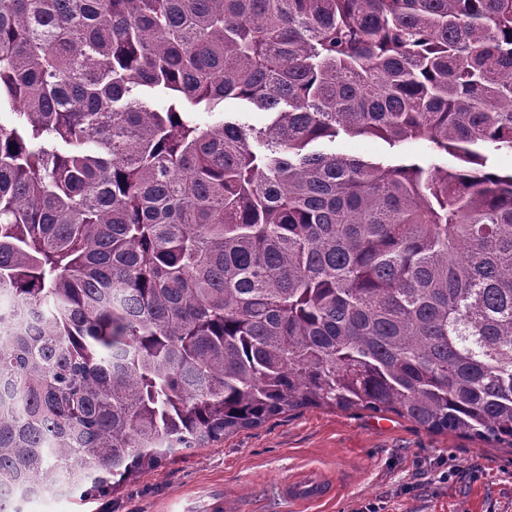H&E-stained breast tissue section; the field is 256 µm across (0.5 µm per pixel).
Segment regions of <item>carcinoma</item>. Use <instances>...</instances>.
<instances>
[{"label": "carcinoma", "mask_w": 512, "mask_h": 512, "mask_svg": "<svg viewBox=\"0 0 512 512\" xmlns=\"http://www.w3.org/2000/svg\"><path fill=\"white\" fill-rule=\"evenodd\" d=\"M5 111L0 512L309 406L512 450V0H0ZM221 112H230L226 115L256 126L262 125L266 119L265 113L257 110L252 105L236 101H227L225 105L221 103L213 113V116H209L207 112H199L198 115L202 121L212 123L222 119ZM320 149L363 157L373 161H382L389 158L388 147L383 141L365 136L343 135L337 138L335 142H327L321 145Z\"/></svg>", "instance_id": "carcinoma-1"}]
</instances>
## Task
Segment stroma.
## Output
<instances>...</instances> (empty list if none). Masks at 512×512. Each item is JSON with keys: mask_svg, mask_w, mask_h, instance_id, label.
Masks as SVG:
<instances>
[{"mask_svg": "<svg viewBox=\"0 0 512 512\" xmlns=\"http://www.w3.org/2000/svg\"><path fill=\"white\" fill-rule=\"evenodd\" d=\"M335 494L313 512H512V452L394 414L298 409L143 470L107 496L64 494L22 512H291L288 476Z\"/></svg>", "mask_w": 512, "mask_h": 512, "instance_id": "1", "label": "stroma"}]
</instances>
